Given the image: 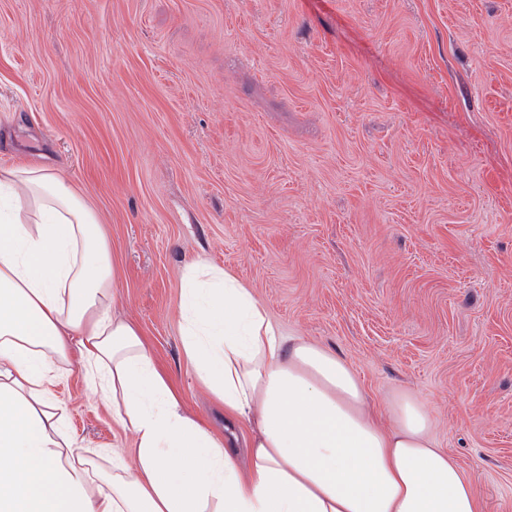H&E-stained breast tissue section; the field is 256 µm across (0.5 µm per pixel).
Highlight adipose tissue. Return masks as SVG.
I'll list each match as a JSON object with an SVG mask.
<instances>
[{"label": "adipose tissue", "instance_id": "ef3b65f1", "mask_svg": "<svg viewBox=\"0 0 512 512\" xmlns=\"http://www.w3.org/2000/svg\"><path fill=\"white\" fill-rule=\"evenodd\" d=\"M115 284L94 207L49 168H0V512H482L427 404L404 391L379 414L341 356L286 343L250 288L199 261L180 315L217 435L111 316ZM73 363L134 435L111 470L64 429L53 388Z\"/></svg>", "mask_w": 512, "mask_h": 512}]
</instances>
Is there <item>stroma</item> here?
Listing matches in <instances>:
<instances>
[{
	"mask_svg": "<svg viewBox=\"0 0 512 512\" xmlns=\"http://www.w3.org/2000/svg\"><path fill=\"white\" fill-rule=\"evenodd\" d=\"M98 211L116 315L186 405L187 265L231 272L285 340L401 390L485 512H512V0H0V166ZM73 436L133 435L71 366Z\"/></svg>",
	"mask_w": 512,
	"mask_h": 512,
	"instance_id": "obj_1",
	"label": "stroma"
}]
</instances>
